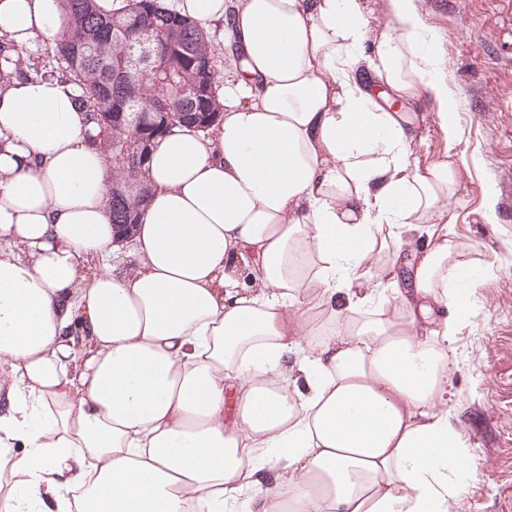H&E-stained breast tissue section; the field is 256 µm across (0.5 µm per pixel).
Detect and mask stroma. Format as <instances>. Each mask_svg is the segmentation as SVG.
<instances>
[{"instance_id":"obj_1","label":"stroma","mask_w":512,"mask_h":512,"mask_svg":"<svg viewBox=\"0 0 512 512\" xmlns=\"http://www.w3.org/2000/svg\"><path fill=\"white\" fill-rule=\"evenodd\" d=\"M464 159L455 230L485 274L457 333L448 410L472 478L459 512H512V0H421Z\"/></svg>"}]
</instances>
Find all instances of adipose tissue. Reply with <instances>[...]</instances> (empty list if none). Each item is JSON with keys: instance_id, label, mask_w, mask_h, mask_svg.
I'll return each mask as SVG.
<instances>
[{"instance_id": "obj_1", "label": "adipose tissue", "mask_w": 512, "mask_h": 512, "mask_svg": "<svg viewBox=\"0 0 512 512\" xmlns=\"http://www.w3.org/2000/svg\"><path fill=\"white\" fill-rule=\"evenodd\" d=\"M177 8L228 34L224 110L154 147L123 274L79 89L0 79V512H450L482 269L459 260L456 118L416 0ZM62 25L60 0H0L11 56Z\"/></svg>"}]
</instances>
